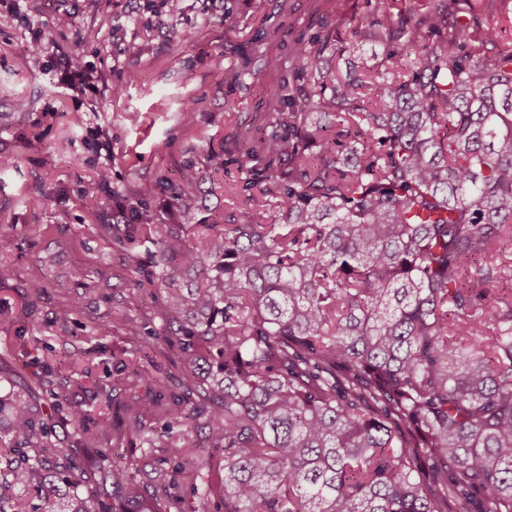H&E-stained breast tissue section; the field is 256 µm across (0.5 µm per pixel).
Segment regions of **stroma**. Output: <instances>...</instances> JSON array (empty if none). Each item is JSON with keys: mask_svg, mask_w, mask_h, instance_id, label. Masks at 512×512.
I'll return each mask as SVG.
<instances>
[{"mask_svg": "<svg viewBox=\"0 0 512 512\" xmlns=\"http://www.w3.org/2000/svg\"><path fill=\"white\" fill-rule=\"evenodd\" d=\"M374 0H0V395L23 388L97 417L108 391L123 418L145 427L150 391L182 368L165 340L167 292L138 282L154 248L109 222L118 202L148 201L165 218L163 181L188 185L198 207L180 224L243 219L225 187L241 178L225 156L238 126L260 124L267 92L290 76L297 40L319 41L321 67L343 76L388 65L369 36ZM71 22L59 25V14ZM236 30H229L225 15ZM454 19L494 26L512 45V0H454ZM44 50H27L33 30ZM362 42L359 55L337 44ZM80 55L98 93L60 88L51 60ZM107 184L99 207L84 188ZM41 282L33 291L32 282ZM139 326L127 332V321ZM135 361L139 378L123 370Z\"/></svg>", "mask_w": 512, "mask_h": 512, "instance_id": "stroma-1", "label": "stroma"}]
</instances>
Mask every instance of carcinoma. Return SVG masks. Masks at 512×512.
Returning <instances> with one entry per match:
<instances>
[{
  "label": "carcinoma",
  "mask_w": 512,
  "mask_h": 512,
  "mask_svg": "<svg viewBox=\"0 0 512 512\" xmlns=\"http://www.w3.org/2000/svg\"><path fill=\"white\" fill-rule=\"evenodd\" d=\"M391 2L374 9L390 66L340 78L301 41L295 83L236 132L244 222L194 243L142 207L139 287L171 290L187 403L151 430L76 412L81 447L219 448L215 482L176 469L214 512H512V306L471 265L512 235V46L448 25V3L397 25ZM47 405L63 397L0 396V512L175 507L116 462L90 494Z\"/></svg>",
  "instance_id": "cac0c4a2"
}]
</instances>
